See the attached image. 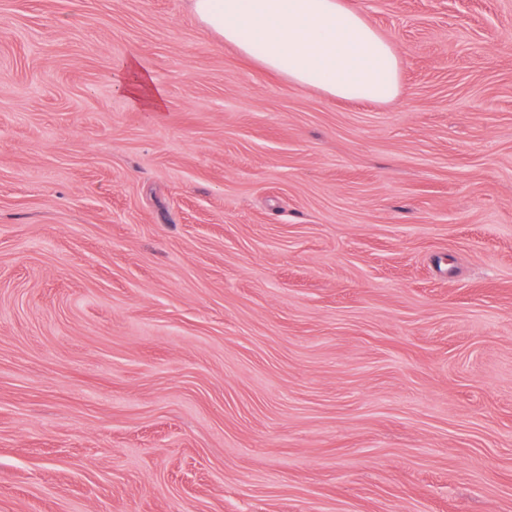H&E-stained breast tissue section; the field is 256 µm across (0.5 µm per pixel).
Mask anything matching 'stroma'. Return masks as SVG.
<instances>
[{
	"instance_id": "35a3bbf8",
	"label": "stroma",
	"mask_w": 512,
	"mask_h": 512,
	"mask_svg": "<svg viewBox=\"0 0 512 512\" xmlns=\"http://www.w3.org/2000/svg\"><path fill=\"white\" fill-rule=\"evenodd\" d=\"M345 2L392 102L0 0V512H512V0ZM120 84L124 93L138 109L157 112L163 107V89L149 74L141 71L135 63L128 64L127 72Z\"/></svg>"
}]
</instances>
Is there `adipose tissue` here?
Returning a JSON list of instances; mask_svg holds the SVG:
<instances>
[{
    "label": "adipose tissue",
    "mask_w": 512,
    "mask_h": 512,
    "mask_svg": "<svg viewBox=\"0 0 512 512\" xmlns=\"http://www.w3.org/2000/svg\"><path fill=\"white\" fill-rule=\"evenodd\" d=\"M191 7L203 26L295 86L376 103L402 92L392 43L345 0H191ZM121 88L140 110L164 104L161 86L136 64Z\"/></svg>",
    "instance_id": "ef3b65f1"
}]
</instances>
